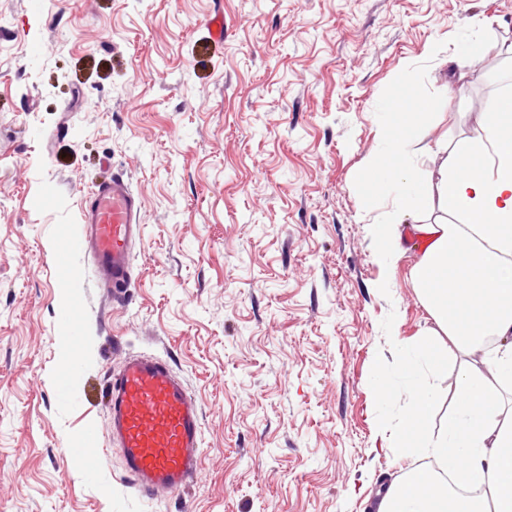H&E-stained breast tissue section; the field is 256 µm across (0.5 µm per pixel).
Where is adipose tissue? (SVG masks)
Listing matches in <instances>:
<instances>
[{"mask_svg": "<svg viewBox=\"0 0 512 512\" xmlns=\"http://www.w3.org/2000/svg\"><path fill=\"white\" fill-rule=\"evenodd\" d=\"M399 97L382 106L386 141L353 174L369 199L393 194L375 235L389 257L403 249L400 226L428 200L413 169L420 112ZM439 214L418 225L428 245L412 271L418 294L458 356L457 404L431 432L441 364L433 334L401 352L396 370L414 396L389 446L402 456L431 450L437 469H412L390 483L377 512H512V94L497 95L483 123L446 147L436 171Z\"/></svg>", "mask_w": 512, "mask_h": 512, "instance_id": "1", "label": "adipose tissue"}]
</instances>
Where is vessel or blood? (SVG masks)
Here are the masks:
<instances>
[{
  "instance_id": "vessel-or-blood-1",
  "label": "vessel or blood",
  "mask_w": 512,
  "mask_h": 512,
  "mask_svg": "<svg viewBox=\"0 0 512 512\" xmlns=\"http://www.w3.org/2000/svg\"><path fill=\"white\" fill-rule=\"evenodd\" d=\"M87 196L58 247L87 255L113 302L121 303L133 277L132 246L142 235V198L121 174L95 184ZM107 396L108 439L120 446L138 492L153 496L192 485L202 461V414L167 360L126 356L108 380Z\"/></svg>"
}]
</instances>
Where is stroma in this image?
<instances>
[{
	"label": "stroma",
	"instance_id": "35a3bbf8",
	"mask_svg": "<svg viewBox=\"0 0 512 512\" xmlns=\"http://www.w3.org/2000/svg\"><path fill=\"white\" fill-rule=\"evenodd\" d=\"M473 21L512 41V0H0V512H372L424 463L386 446L413 397L398 353L435 326L417 219L389 260L374 228L392 200L352 175L402 73L431 103L428 192L440 146L512 91V59L453 62ZM116 173L143 200L117 307L87 256L58 251ZM128 354L168 360L200 404L182 491L144 498L117 446L83 449Z\"/></svg>",
	"mask_w": 512,
	"mask_h": 512
}]
</instances>
